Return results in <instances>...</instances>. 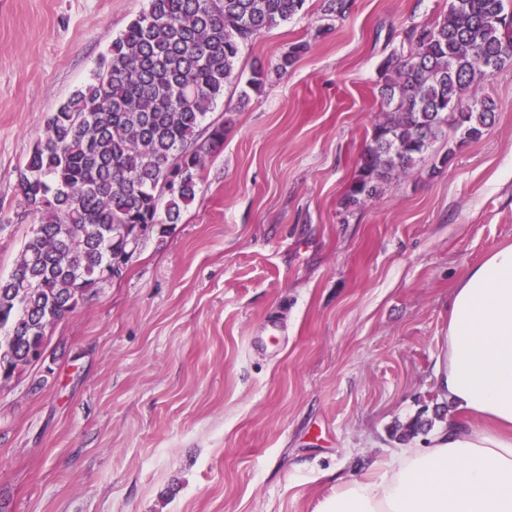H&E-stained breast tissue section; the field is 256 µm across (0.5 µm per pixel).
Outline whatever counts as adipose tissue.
Returning a JSON list of instances; mask_svg holds the SVG:
<instances>
[{"label":"adipose tissue","instance_id":"ef3b65f1","mask_svg":"<svg viewBox=\"0 0 512 512\" xmlns=\"http://www.w3.org/2000/svg\"><path fill=\"white\" fill-rule=\"evenodd\" d=\"M439 377L455 413L428 445L337 480L315 512H512V244L453 288ZM470 416L486 427L467 424Z\"/></svg>","mask_w":512,"mask_h":512}]
</instances>
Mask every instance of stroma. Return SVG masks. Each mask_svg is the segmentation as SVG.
Segmentation results:
<instances>
[{"instance_id":"1","label":"stroma","mask_w":512,"mask_h":512,"mask_svg":"<svg viewBox=\"0 0 512 512\" xmlns=\"http://www.w3.org/2000/svg\"><path fill=\"white\" fill-rule=\"evenodd\" d=\"M146 6L0 0V276L35 224L16 184L45 118ZM447 10L354 0L322 34L308 0L242 47L247 75L309 43L248 102L226 88L195 202L0 384V512H313L442 409L450 293L512 243V66L475 89L498 106L479 140L448 131L354 213L343 197L389 40Z\"/></svg>"}]
</instances>
